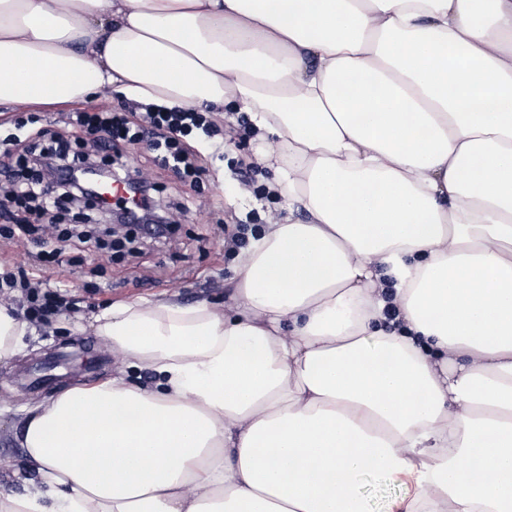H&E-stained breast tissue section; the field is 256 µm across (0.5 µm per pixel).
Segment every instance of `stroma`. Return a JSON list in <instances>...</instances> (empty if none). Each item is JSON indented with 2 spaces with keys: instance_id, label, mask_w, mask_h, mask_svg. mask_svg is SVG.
Segmentation results:
<instances>
[{
  "instance_id": "35a3bbf8",
  "label": "stroma",
  "mask_w": 512,
  "mask_h": 512,
  "mask_svg": "<svg viewBox=\"0 0 512 512\" xmlns=\"http://www.w3.org/2000/svg\"><path fill=\"white\" fill-rule=\"evenodd\" d=\"M61 112L58 106L28 108L2 103L0 129L11 130L14 121L23 120L31 130H49ZM269 146V141L254 138L231 142L219 152L212 140L196 139L194 147L201 154L205 172L192 185L163 170L146 145L127 148L126 164L156 186L157 200L165 203L176 194L191 206L181 213L176 241L145 251L135 262H128L122 252L105 254L88 246L64 251V274L37 270V277L64 281L76 305L50 325H31L25 353L0 361V498L23 490L19 476L25 471L26 457L21 431L27 409L120 369L135 382L151 380L152 373L144 364L113 352L111 340L97 332L94 317L134 300L164 298L183 306L206 302L223 307L229 303L238 256L224 250V235L216 229L215 207L223 205L227 216L240 218L260 208V201L241 188L233 168L241 160H259Z\"/></svg>"
}]
</instances>
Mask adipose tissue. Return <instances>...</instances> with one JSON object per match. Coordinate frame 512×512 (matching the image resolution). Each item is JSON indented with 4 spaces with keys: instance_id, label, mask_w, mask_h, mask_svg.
I'll list each match as a JSON object with an SVG mask.
<instances>
[{
    "instance_id": "1",
    "label": "adipose tissue",
    "mask_w": 512,
    "mask_h": 512,
    "mask_svg": "<svg viewBox=\"0 0 512 512\" xmlns=\"http://www.w3.org/2000/svg\"><path fill=\"white\" fill-rule=\"evenodd\" d=\"M103 89L249 113L310 219L97 316L154 382L29 409L0 512H512V0H0L1 102ZM361 487L371 507L378 510L392 497L404 494L406 486L394 484L377 474H368L361 479Z\"/></svg>"
}]
</instances>
